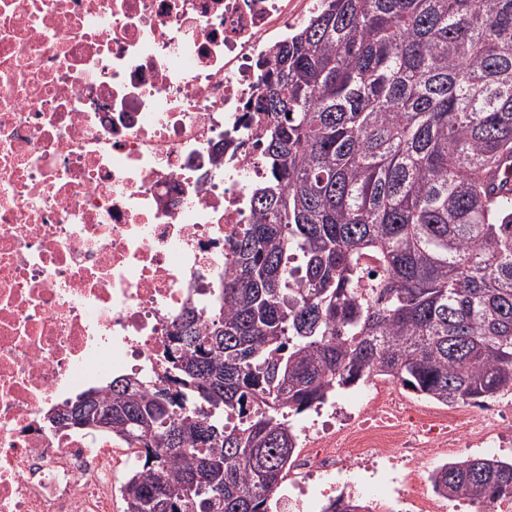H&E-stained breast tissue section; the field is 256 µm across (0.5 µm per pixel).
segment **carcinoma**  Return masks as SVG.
<instances>
[{"mask_svg":"<svg viewBox=\"0 0 512 512\" xmlns=\"http://www.w3.org/2000/svg\"><path fill=\"white\" fill-rule=\"evenodd\" d=\"M254 110L269 178L224 287L173 324L180 400L132 375L79 395L112 400V435L141 449L125 512H267L296 459L290 414L372 376L446 406L512 391V0H324ZM430 480L450 500L512 495V463Z\"/></svg>","mask_w":512,"mask_h":512,"instance_id":"carcinoma-1","label":"carcinoma"}]
</instances>
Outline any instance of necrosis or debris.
Instances as JSON below:
<instances>
[{
    "label": "necrosis or debris",
    "instance_id": "1",
    "mask_svg": "<svg viewBox=\"0 0 512 512\" xmlns=\"http://www.w3.org/2000/svg\"><path fill=\"white\" fill-rule=\"evenodd\" d=\"M319 7L0 0V512H112L137 449L45 417L117 372L167 387L175 319L206 308L257 220L260 76ZM298 431L289 512L354 467L410 512H512V496L451 500L418 478L448 451L512 452V399L436 411L388 381Z\"/></svg>",
    "mask_w": 512,
    "mask_h": 512
}]
</instances>
